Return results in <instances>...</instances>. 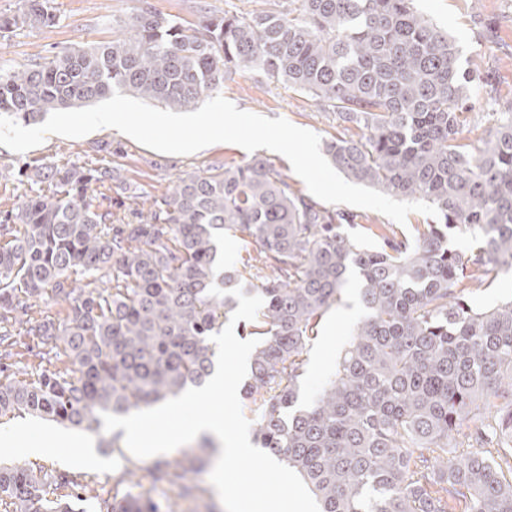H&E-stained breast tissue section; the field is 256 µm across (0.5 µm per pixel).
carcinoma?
Listing matches in <instances>:
<instances>
[{
  "label": "carcinoma",
  "mask_w": 512,
  "mask_h": 512,
  "mask_svg": "<svg viewBox=\"0 0 512 512\" xmlns=\"http://www.w3.org/2000/svg\"><path fill=\"white\" fill-rule=\"evenodd\" d=\"M52 0L0 15V33L58 22ZM413 0H282L259 12L179 22L146 4L112 20V38L0 74V114L25 125L116 91L193 111L237 72L305 94L336 114L323 143L347 179L438 209L376 247L355 216L294 190L270 163L212 165L179 177L137 223L116 224L91 185L125 191L110 167L34 165L31 195L0 215V323H25L64 368L29 381L0 363V418L25 414L97 432L124 415L200 386L215 372L210 337L238 306L211 287L263 298L247 335L244 392L253 440L310 487L321 512H512V301L474 308L465 279L512 269V111L462 142L475 68ZM48 185L50 194L43 193ZM463 229L470 254L449 245ZM240 234L257 255L219 269L217 242ZM275 277L253 288L255 264ZM103 271L112 286L77 288ZM360 277L364 315L335 371L298 405L324 313ZM51 290L62 319L31 316ZM194 468H157L179 483ZM54 494L51 500L48 495ZM65 473L20 459L0 467L3 512H82ZM100 512H163L147 492Z\"/></svg>",
  "instance_id": "cac0c4a2"
}]
</instances>
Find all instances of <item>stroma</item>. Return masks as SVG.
<instances>
[{
	"label": "stroma",
	"mask_w": 512,
	"mask_h": 512,
	"mask_svg": "<svg viewBox=\"0 0 512 512\" xmlns=\"http://www.w3.org/2000/svg\"><path fill=\"white\" fill-rule=\"evenodd\" d=\"M143 0H53L59 17L55 26L22 28L0 34V71L23 68L39 57H52L82 46L110 39L112 22L137 13ZM156 9L186 21H196L201 11L223 14L226 11L248 12L260 8L265 0H150ZM417 8L455 37L466 57L495 90V104L477 97L462 136L477 143L492 122V115L512 107V0H416ZM221 96L238 109L269 118L281 117L292 124L326 138L336 132L333 114L318 111L305 96L288 91L283 85L259 81L254 75L239 72L225 80ZM108 143L109 152H101L99 144ZM256 156L268 160L281 173L287 174L294 189L305 190L304 181L289 161L276 152L262 149ZM230 143L207 146L190 155H169L149 149L112 128H101L81 138L46 136L37 147L15 153L0 146V212L20 205L29 192L18 171L28 165L57 166L109 165L126 181L129 195H161L176 177L197 174L209 165L223 162L242 164L255 156ZM362 313L359 283L349 279L339 304L322 318L319 336L306 355V371L302 392L313 398L333 373L336 359L348 342L353 327ZM0 362L10 364L16 379H31L42 371L53 370L48 355L34 342L12 347L0 345ZM102 467L92 469L75 457L65 455L52 459L57 471L68 474L76 484L86 485L94 495L84 502L85 512H99V502L115 492H160L161 501L175 505L177 512H205L203 505L215 502V512H224L219 496L210 482L209 472L193 476L194 497L183 494L181 485L154 481V460L139 459L131 454H102Z\"/></svg>",
	"instance_id": "obj_1"
}]
</instances>
